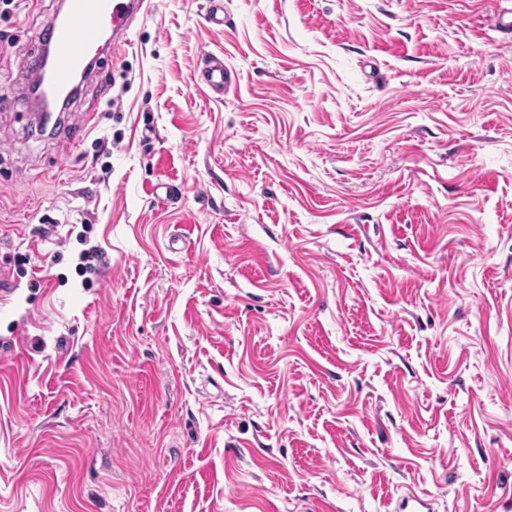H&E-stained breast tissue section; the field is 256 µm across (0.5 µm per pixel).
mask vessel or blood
Instances as JSON below:
<instances>
[{
  "mask_svg": "<svg viewBox=\"0 0 512 512\" xmlns=\"http://www.w3.org/2000/svg\"><path fill=\"white\" fill-rule=\"evenodd\" d=\"M149 4L150 0H68L63 20L50 34L49 92L65 94L73 76L86 70L103 32H112L115 40H122L130 19L138 12L148 11ZM201 80L217 95L227 92L231 85L223 60L214 55L206 58Z\"/></svg>",
  "mask_w": 512,
  "mask_h": 512,
  "instance_id": "obj_1",
  "label": "vessel or blood"
}]
</instances>
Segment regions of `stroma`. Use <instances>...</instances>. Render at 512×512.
I'll use <instances>...</instances> for the list:
<instances>
[{
	"mask_svg": "<svg viewBox=\"0 0 512 512\" xmlns=\"http://www.w3.org/2000/svg\"><path fill=\"white\" fill-rule=\"evenodd\" d=\"M223 3L0 0V512H512V0ZM149 0H69L63 20L50 34L52 66L48 90L63 95L74 75L86 70L103 32L111 30L113 47L121 46L130 19L148 11ZM201 81L216 95H224L231 85V76L224 67V61L217 56L210 55L206 58Z\"/></svg>",
	"mask_w": 512,
	"mask_h": 512,
	"instance_id": "stroma-1",
	"label": "stroma"
}]
</instances>
